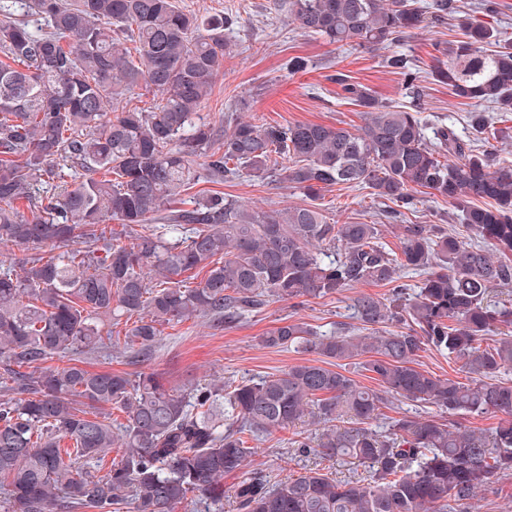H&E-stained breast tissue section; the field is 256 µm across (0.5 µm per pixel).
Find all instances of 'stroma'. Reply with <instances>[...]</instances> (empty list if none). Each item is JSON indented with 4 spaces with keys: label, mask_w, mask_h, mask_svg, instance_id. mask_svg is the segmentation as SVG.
I'll return each mask as SVG.
<instances>
[{
    "label": "stroma",
    "mask_w": 512,
    "mask_h": 512,
    "mask_svg": "<svg viewBox=\"0 0 512 512\" xmlns=\"http://www.w3.org/2000/svg\"><path fill=\"white\" fill-rule=\"evenodd\" d=\"M274 0H179L187 11L214 14L227 10L237 16L234 30L237 50L224 62V72L215 82L212 94L202 111L214 120L228 110L242 116L258 115L270 126L295 123L339 125L359 128L363 119L358 106L341 96L337 74L370 89L388 102L403 101L402 77L389 68L390 52L407 58L418 72L425 90L427 118L435 124L455 122L463 135H471V105L453 96L447 85L433 81L431 70L446 57L436 44H454L459 38V20L468 18L491 24L502 38L512 40V0H492V11L481 9L482 0H458L460 15L449 16L443 24L423 22L396 42L393 48L357 49L337 47L322 38L304 32L292 23L286 10L273 7ZM303 63L300 70L288 68L290 60ZM217 190L259 209H281L305 204L301 190L270 177L259 179L241 172L235 179L219 184L209 175H201L188 191L197 196ZM321 208L331 221L344 224L360 222L380 225L382 240L396 248L393 231L396 224H437L451 232H462L454 208L442 198L416 193L412 208L402 210L397 218H388L390 202L369 195L364 190L331 186L320 194ZM352 291L331 298L270 301L260 312L247 318L213 327L185 322L163 329L153 359L144 368L156 372L170 386L190 380L204 381L215 375L227 379L259 378L278 373L287 366L303 361V354L283 349L260 347L257 339L266 331L288 319L303 322L317 331H328L336 323L352 320ZM313 426L302 424L278 432L258 442L257 461L276 478L299 476L317 467L339 476H364L367 466L336 464L314 455H305L295 446L301 436L313 433Z\"/></svg>",
    "instance_id": "35a3bbf8"
}]
</instances>
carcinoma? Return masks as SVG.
I'll use <instances>...</instances> for the list:
<instances>
[{
	"mask_svg": "<svg viewBox=\"0 0 512 512\" xmlns=\"http://www.w3.org/2000/svg\"><path fill=\"white\" fill-rule=\"evenodd\" d=\"M429 8L437 23L457 5ZM288 15L329 44L371 48L398 42L423 10L417 0H288ZM234 23L177 0H0V368L10 382L0 399V512H175L190 492L211 512L236 472L239 512H456L512 475V307L488 300L512 284V165L477 148L484 114H470L473 139L429 124L417 73L392 55L407 105L336 78L362 108L355 131L231 114L221 134L200 114L233 52L224 31ZM463 31L436 81L475 107L512 112V43L482 23ZM141 90L153 96L146 108L134 104ZM201 167L220 182L275 173L310 203L263 210L215 192L171 209ZM43 184L60 189L46 204ZM333 185L403 206L429 190L467 236L400 224L398 250L389 249L377 224L327 221L316 200ZM109 219L141 232L123 244ZM82 239L93 248H76ZM14 249L26 257L13 261ZM191 271L204 273L193 287ZM411 272L421 275L414 287L402 282ZM365 284L391 290L352 298L355 330L285 322L258 337L263 348L334 359V369L302 361L174 388L153 372L71 362L100 349L145 362L165 326L230 323L273 299ZM123 317L132 325L115 339L112 322ZM428 348L461 361L468 381L419 368ZM362 356L376 389L341 371ZM394 400L426 411L383 415ZM106 406L126 423L113 425ZM475 416L495 423L474 426ZM302 422L315 432L297 447L355 459L370 478L311 469L269 480L245 437ZM114 448L120 463L94 475Z\"/></svg>",
	"mask_w": 512,
	"mask_h": 512,
	"instance_id": "obj_1",
	"label": "carcinoma"
}]
</instances>
